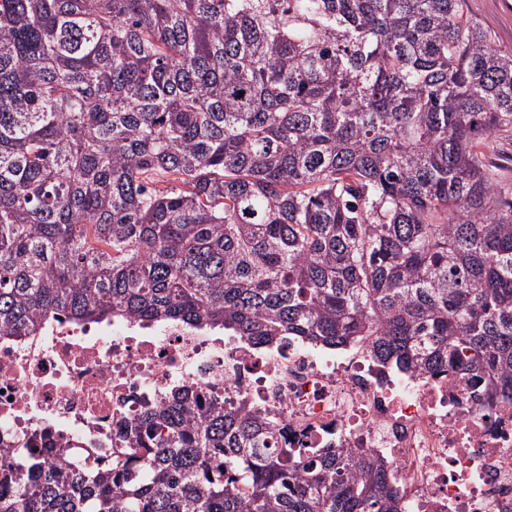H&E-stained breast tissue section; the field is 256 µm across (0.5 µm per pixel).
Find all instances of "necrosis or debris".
<instances>
[{
  "label": "necrosis or debris",
  "instance_id": "obj_1",
  "mask_svg": "<svg viewBox=\"0 0 512 512\" xmlns=\"http://www.w3.org/2000/svg\"><path fill=\"white\" fill-rule=\"evenodd\" d=\"M247 405L291 448H363L388 463L405 512H512V404L464 372L393 377L358 348L326 353L182 322L78 323L50 314L0 336V468L49 458L90 476L169 391Z\"/></svg>",
  "mask_w": 512,
  "mask_h": 512
}]
</instances>
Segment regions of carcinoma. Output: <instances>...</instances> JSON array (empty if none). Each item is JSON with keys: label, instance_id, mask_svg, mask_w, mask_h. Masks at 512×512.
Here are the masks:
<instances>
[{"label": "carcinoma", "instance_id": "carcinoma-1", "mask_svg": "<svg viewBox=\"0 0 512 512\" xmlns=\"http://www.w3.org/2000/svg\"><path fill=\"white\" fill-rule=\"evenodd\" d=\"M466 0H0V335L50 313L353 345L512 400V50ZM164 180L172 188L161 191ZM0 512H403L365 449L181 392ZM495 162L498 164L499 175L509 182L512 181V132L501 135Z\"/></svg>", "mask_w": 512, "mask_h": 512}]
</instances>
